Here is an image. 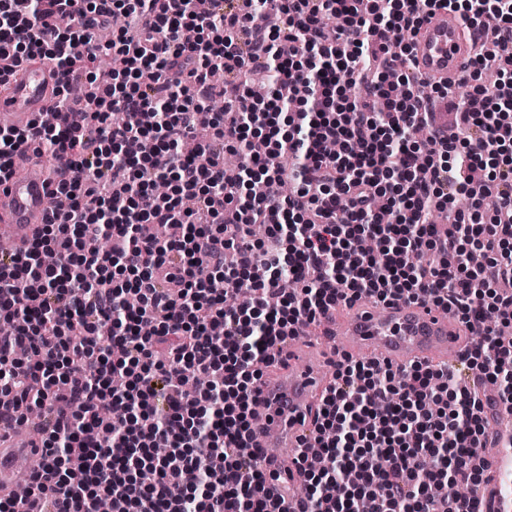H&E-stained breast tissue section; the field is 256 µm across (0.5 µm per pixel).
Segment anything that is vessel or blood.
<instances>
[{"instance_id":"vessel-or-blood-1","label":"vessel or blood","mask_w":512,"mask_h":512,"mask_svg":"<svg viewBox=\"0 0 512 512\" xmlns=\"http://www.w3.org/2000/svg\"><path fill=\"white\" fill-rule=\"evenodd\" d=\"M461 30L456 13L439 11L432 15L414 46L417 72L435 79H455L470 56ZM57 83L58 72L48 60L38 58L16 67L7 91L0 93V118H8L15 128H28ZM51 189L44 175H17L0 187V224L17 230L18 246H25L42 224ZM320 325L332 346L323 363L305 360L301 351L305 336L288 338L282 347L281 371L261 380L254 407L257 422L252 434L261 442L262 464L274 475L273 487L288 506L295 505L301 484L296 451L313 440L318 409L315 399L329 386V372L335 364L362 350L399 365L435 357L453 365L459 362L464 348L460 326L447 312L424 302L367 306L346 319L330 311L321 316ZM484 406L495 418L491 445L511 448L512 406L496 398L485 401ZM32 453V444L23 434L15 443L0 446L1 495L11 492L17 461Z\"/></svg>"}]
</instances>
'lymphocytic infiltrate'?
Returning a JSON list of instances; mask_svg holds the SVG:
<instances>
[{
	"label": "lymphocytic infiltrate",
	"instance_id": "lymphocytic-infiltrate-1",
	"mask_svg": "<svg viewBox=\"0 0 512 512\" xmlns=\"http://www.w3.org/2000/svg\"><path fill=\"white\" fill-rule=\"evenodd\" d=\"M440 10L477 34L464 75L475 88L460 134L421 145L413 130L453 94L445 83L421 95L411 63ZM326 16L335 28H322ZM103 30L110 43L98 42ZM508 41L512 0H0V87L35 56L60 77L58 125L0 127V182L26 151L57 159V207L0 264V322L13 326L0 334V418L44 415L29 496L49 494L51 512H96L104 497L112 512H287L264 493L252 445L258 381L296 327L364 297L453 310L474 337L462 366L512 404ZM103 53L112 66L100 74ZM259 71L275 73L278 92L252 93L246 77ZM80 75L96 108L77 124ZM217 97L220 112L208 106ZM201 129L210 139L183 155ZM228 153L242 179L226 178ZM143 224L177 232L146 238ZM254 224L269 244L251 241ZM89 236L110 249L88 254ZM365 237L375 253L358 249ZM285 275L297 289L282 299ZM458 381L426 363L345 359L316 450L299 452L296 512H433L435 486L442 512H484L475 488L488 423ZM460 483L469 494L454 492Z\"/></svg>",
	"mask_w": 512,
	"mask_h": 512
}]
</instances>
